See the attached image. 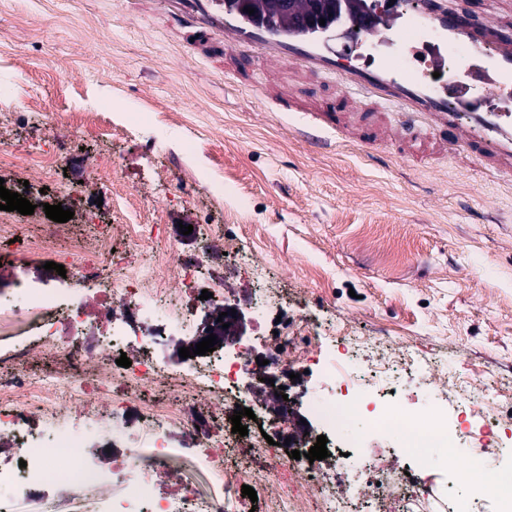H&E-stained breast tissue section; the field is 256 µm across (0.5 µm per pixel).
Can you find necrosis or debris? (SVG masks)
Instances as JSON below:
<instances>
[{
  "label": "necrosis or debris",
  "mask_w": 512,
  "mask_h": 512,
  "mask_svg": "<svg viewBox=\"0 0 512 512\" xmlns=\"http://www.w3.org/2000/svg\"><path fill=\"white\" fill-rule=\"evenodd\" d=\"M114 240L101 233L94 256L84 271L100 279L101 300L111 304L113 294L125 296L119 320L91 319L78 288L60 290L20 288L25 301L16 320L39 321L36 346L11 356L0 370V448L12 453L17 466L0 468V496L18 492L21 499L43 498L46 484L65 477L76 488L70 512H225L236 504L247 512L243 484H250L264 503V512H436L448 491L433 474L430 452L448 451V472L466 484V512H501L499 495L481 479L488 456L498 453L504 428L512 426V394L497 382L480 376L449 378L447 385L417 397L402 396V374L415 369L422 357L400 349L389 330L375 336H345L340 350L316 346L318 326L288 310L278 292H269L263 304L252 299L229 300L224 279L216 272V258L207 252L178 256L159 253L149 266L113 281L102 263ZM177 265V289L153 275L154 269ZM166 315H159L161 303ZM235 305L251 320L260 341L234 339L213 352L184 359L179 370L151 359H133L130 367H113L112 358L131 344L165 336L197 337L196 308ZM312 342L310 358L301 345ZM45 353L63 357L55 375L43 383L59 394L55 400L35 399L36 378L23 369L24 361ZM308 366L317 390L309 404L329 443L330 456L347 454L368 477L359 496L340 494L326 461L300 459L293 467L294 490L273 493L269 484L276 470L275 453L267 438L250 436L236 467L224 464L237 443L219 430L220 416H232L237 404L263 389L268 370L283 364ZM120 379L140 387H172L169 398L148 403L121 396L126 417L113 427L85 424L74 429L61 418L72 396L95 402L110 381ZM365 416L354 433L343 429L355 412ZM188 430L198 444L195 460H186L175 432ZM102 441L103 460L120 477L132 461L147 467L134 483L105 482L89 457L88 438ZM402 439L404 460L382 464L370 449L389 438Z\"/></svg>",
  "instance_id": "obj_1"
}]
</instances>
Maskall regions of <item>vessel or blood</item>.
Instances as JSON below:
<instances>
[{
	"mask_svg": "<svg viewBox=\"0 0 512 512\" xmlns=\"http://www.w3.org/2000/svg\"><path fill=\"white\" fill-rule=\"evenodd\" d=\"M162 6L186 37L221 50L225 71L262 67L270 77L268 91L289 111L307 113L321 133L344 127L355 111L360 146L379 139L405 144L404 132L379 125L376 113L365 111L363 100L370 97L424 119L439 131L434 144L440 151L473 156L487 173L512 178V37L488 20L437 10L431 0H416L411 11L343 0V22L322 28L270 24L244 11L238 0H163ZM349 19L359 23L354 41L371 46L373 54L344 69L335 42ZM450 43L469 49L467 63L453 75L446 52ZM285 70L305 82L339 73L336 105L322 106L312 95L294 104L288 87L275 81Z\"/></svg>",
	"mask_w": 512,
	"mask_h": 512,
	"instance_id": "b4317fda",
	"label": "vessel or blood"
}]
</instances>
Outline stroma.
Here are the masks:
<instances>
[{"instance_id": "35a3bbf8", "label": "stroma", "mask_w": 512, "mask_h": 512, "mask_svg": "<svg viewBox=\"0 0 512 512\" xmlns=\"http://www.w3.org/2000/svg\"><path fill=\"white\" fill-rule=\"evenodd\" d=\"M0 111L17 120L0 137L12 155L0 183L33 205L73 213L68 239L46 255L0 248V290L67 287L45 271L92 253L94 234L116 235L113 276L147 263L113 183L157 204L155 248L223 252L225 294L252 288L259 261L291 309L357 335L396 331L429 361L403 379L405 394L428 381L481 370L512 391V181L482 176L459 155L412 156L377 143L353 147V128L330 147L305 142L307 122L201 54L156 6L124 0H0ZM84 112L105 128L85 134ZM66 143L62 168L37 172L45 141ZM112 179L95 182L104 163ZM195 226L191 236L180 225Z\"/></svg>"}]
</instances>
